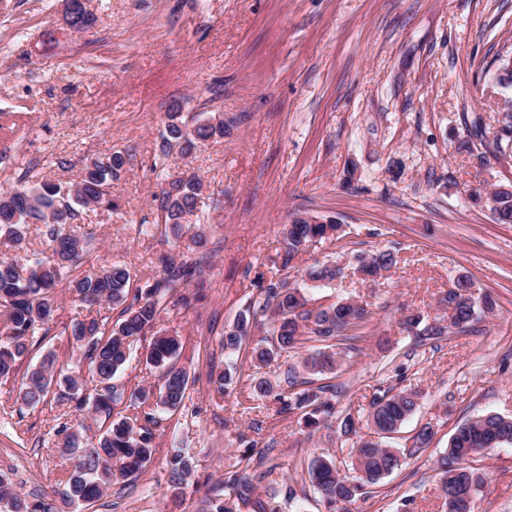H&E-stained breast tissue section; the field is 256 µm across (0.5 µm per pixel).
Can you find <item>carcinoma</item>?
<instances>
[{
	"label": "carcinoma",
	"instance_id": "carcinoma-1",
	"mask_svg": "<svg viewBox=\"0 0 512 512\" xmlns=\"http://www.w3.org/2000/svg\"><path fill=\"white\" fill-rule=\"evenodd\" d=\"M224 136V120L216 117L199 118L193 124L181 119V108L169 113L166 133L162 135L161 156L172 150L188 157L197 147L214 137ZM495 149L499 153L512 151V112L503 113L494 134ZM126 163L120 152L104 159L91 161L84 178L76 189L64 188L50 182L20 185L7 194H0V236L15 248L22 250L29 220L45 224L51 254L37 257L27 268V274L18 271L17 263L0 260V328L5 339L0 341V384L21 379L19 398L28 406L46 402L55 385L67 390L76 411L93 419L102 418L108 426L94 441L85 440L80 432L71 430L66 422L59 423L57 434L63 436L61 447L77 452L76 462L66 478L60 481L63 489L60 499L69 506H89L98 501L118 477H139L151 461L156 448V431L161 428L157 417L160 410L175 411L189 398V377L177 365L181 350L179 337L160 328L161 314L191 305L192 296L180 291L201 262H175L162 258L163 275L149 277L136 289L133 302L124 307L121 319L110 320L97 315L75 322L71 326V343L88 361L90 380L78 374H66L58 367L54 352L45 353L34 366L22 367L34 342H42L51 330L55 312L56 288L69 280L79 300L89 306L121 305L129 295L131 272L127 265L106 262L97 269L75 278L70 273L88 262L93 236L84 232H64V226L74 220L76 207L99 206L113 208L112 180L121 173ZM199 183L194 179L166 182L161 188V233L180 242L188 234L189 221L197 209ZM488 202L497 220L512 223V184H501L490 193ZM339 225L318 224L310 218L296 217L284 225L283 236L288 246L285 260L310 242L337 235ZM398 262V256L384 250L358 256V271L365 276H377ZM342 273L338 266L310 267L305 276L313 287L325 286ZM472 283L460 276L448 293V314L435 323H422L418 315H409L406 324L415 329L419 342L439 338L445 334L468 333L476 323L495 311V301L489 297L477 302L470 294ZM262 311L269 316L273 328L265 338V345L253 349L252 367L260 371L276 355L303 345L306 341L331 343L351 328L360 326L366 318L362 306L340 300L326 308L311 306L307 293L289 285L288 280H271L264 289ZM255 326V313L246 307L224 335L222 346L239 350ZM149 340L145 362L162 370V384L156 393L135 388L129 395L131 411L118 420L112 419L114 406L125 394V388L114 383L115 376L133 357L135 346ZM333 354L317 350L306 358L305 367L314 373L335 368ZM236 370L210 373V382L219 397H224L235 382ZM287 387L277 391L264 378H258L253 390L272 397L282 416L297 411L303 413L306 426L317 424V415L329 414L333 406L322 399L327 387L298 389L301 381L295 372L288 371ZM419 394L413 390L394 391L389 388L374 394L369 403L368 421L379 440H365L359 435L357 422L347 414L340 426V436L353 439L350 464L341 468L336 460L316 457L308 467V480L322 496L328 507L340 512L343 505L371 494L373 486L392 474L401 464L402 453L397 448L382 445L385 434H395L412 416L418 406ZM434 436L426 423L413 436L408 454L413 456L428 447ZM512 446V418L488 413L477 416L461 426L449 440L448 450L437 460L443 474L441 490L454 497L449 512H471L474 493L484 483L481 473L468 466V459L478 448ZM265 454L253 458L252 448L240 454L245 463L224 473V481L210 488L207 512H239V506L249 502L256 491V482L263 477L259 471L265 464ZM171 487L182 490L195 470V462L183 450L169 458ZM0 506L7 512H49L42 501L33 502L17 490L5 475H0Z\"/></svg>",
	"mask_w": 512,
	"mask_h": 512
}]
</instances>
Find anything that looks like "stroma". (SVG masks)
I'll return each mask as SVG.
<instances>
[{"label":"stroma","mask_w":512,"mask_h":512,"mask_svg":"<svg viewBox=\"0 0 512 512\" xmlns=\"http://www.w3.org/2000/svg\"><path fill=\"white\" fill-rule=\"evenodd\" d=\"M92 26H66L65 0H0V191L21 177L80 182L91 160L122 152L112 182L113 211L77 210L93 233L98 261L127 264L131 287L159 271L158 258L190 259L184 245L139 234L160 221L162 177H195L202 249L201 298L163 314L177 334L179 367L192 385L185 407L161 415L162 436L135 484L116 480L90 507H64L57 489L74 458L62 452L56 418L98 436L100 422L73 411L53 387L49 404L26 406L19 383L0 385V473L54 512H205L209 487L239 462L241 443L266 449L269 473L257 498L292 502L295 512H328L308 482L323 455L346 460L345 415L366 416L374 393L419 391L414 416L390 439L399 469L350 512H446L437 458L466 420L512 416V224L471 187L512 183V153L493 149L497 81L512 59V0H86ZM183 118L223 116V137L189 157H161L169 108ZM470 142L463 150L461 142ZM340 224L337 238L309 243L284 262L281 229L293 217ZM390 250L398 263L369 280L361 254ZM338 265L342 278L308 288L304 272ZM288 279L315 304L357 301L368 315L356 339L337 341L336 369L313 375L335 411L314 428L281 416L273 398L251 387L252 344L236 353L222 339L240 311L262 300L255 276ZM496 310L467 334L419 342L403 326L411 314L434 321L458 276ZM34 356L52 350L76 369L70 325L89 315L68 288ZM236 367L225 397L210 390L211 370ZM434 437L406 456L423 423ZM184 442L194 475L172 499L166 457ZM485 483L471 512H512V446L475 455Z\"/></svg>","instance_id":"35a3bbf8"}]
</instances>
